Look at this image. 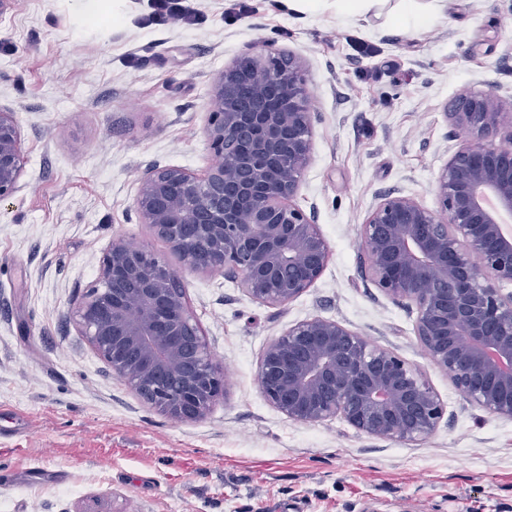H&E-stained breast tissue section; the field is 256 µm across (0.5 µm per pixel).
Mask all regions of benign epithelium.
<instances>
[{
  "mask_svg": "<svg viewBox=\"0 0 512 512\" xmlns=\"http://www.w3.org/2000/svg\"><path fill=\"white\" fill-rule=\"evenodd\" d=\"M306 67L262 52L224 68L205 124L217 163L203 174L154 165L140 178L139 223L195 271H222L255 303L283 307L323 274L330 256L314 211L295 202L313 147ZM464 134L437 177L438 208L398 191L361 225L364 271L415 313L430 362L483 411L512 420V113L492 90L464 93L445 112ZM25 167L20 124L0 109V203ZM80 333L144 403L194 421L226 394L177 273L118 237L77 302ZM257 379L298 422L343 418L398 441L433 432L445 409L422 371L333 319L291 325L266 347Z\"/></svg>",
  "mask_w": 512,
  "mask_h": 512,
  "instance_id": "1",
  "label": "benign epithelium"
}]
</instances>
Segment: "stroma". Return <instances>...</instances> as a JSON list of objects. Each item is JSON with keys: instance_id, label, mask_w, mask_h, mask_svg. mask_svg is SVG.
Returning a JSON list of instances; mask_svg holds the SVG:
<instances>
[{"instance_id": "obj_1", "label": "stroma", "mask_w": 512, "mask_h": 512, "mask_svg": "<svg viewBox=\"0 0 512 512\" xmlns=\"http://www.w3.org/2000/svg\"><path fill=\"white\" fill-rule=\"evenodd\" d=\"M190 28L148 24V0H107L87 23L71 0H16L0 21V108L26 157L0 203V512H512V420L490 415L430 364L408 310L363 273L359 231L379 194L436 208L459 142L461 94L512 100V0H442L433 23L394 22L392 0L348 19L282 0H189ZM306 63L312 157L295 198L314 209L330 258L288 305L251 301L223 272L182 266L139 224L150 166L204 173L209 91L264 48ZM177 271L214 364L228 379L198 420L143 403L93 350L71 310L113 238ZM323 317L420 368L445 407L417 442L340 418L288 419L260 389L268 344Z\"/></svg>"}]
</instances>
